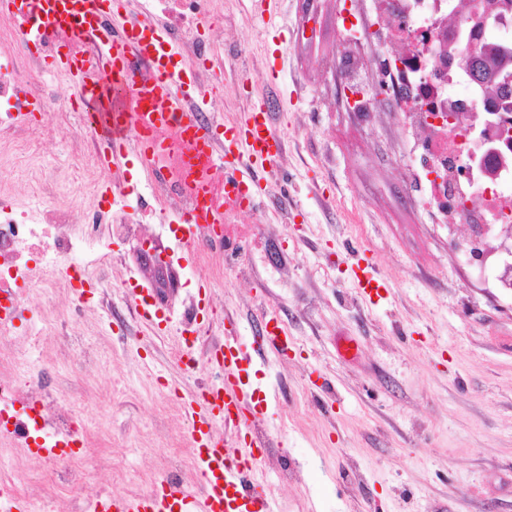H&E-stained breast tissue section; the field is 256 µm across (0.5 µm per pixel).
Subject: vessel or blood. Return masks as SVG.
<instances>
[{"mask_svg": "<svg viewBox=\"0 0 512 512\" xmlns=\"http://www.w3.org/2000/svg\"><path fill=\"white\" fill-rule=\"evenodd\" d=\"M0 12L10 15L16 30L35 41L52 29L65 30L69 40L53 55L50 69L76 78L86 118L112 159L126 151L149 159L152 176L161 173L157 163L167 133L177 130L195 135V143L209 159H223L224 183L230 190L255 202L263 193L261 175L280 157L284 140L272 131L269 112L252 104L241 121L226 126L215 137L211 126L199 123L205 98L192 99L185 86L196 81L193 69L184 66L180 51L164 28L151 17L141 24L102 26L112 15L111 0H0ZM89 46L93 55L83 56ZM149 66V79L138 80L135 69ZM199 200L191 216L180 217L186 237L197 225L220 224L224 213L213 208L204 186L193 185ZM159 306L146 295L134 301V318L159 328ZM291 342L274 315H266L264 330L244 348L236 337H225L207 359L219 370L222 381L204 386L184 403L197 484L161 479L144 494L102 495L92 500L89 512H276L272 497L260 489L259 448L266 441L253 427L271 401L270 394L253 384L249 369L255 355L274 349L287 356ZM225 423L224 440L213 434L214 419ZM0 512H30L27 499L12 486L0 483Z\"/></svg>", "mask_w": 512, "mask_h": 512, "instance_id": "vessel-or-blood-1", "label": "vessel or blood"}]
</instances>
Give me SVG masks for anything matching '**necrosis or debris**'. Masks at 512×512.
I'll use <instances>...</instances> for the list:
<instances>
[{
	"label": "necrosis or debris",
	"mask_w": 512,
	"mask_h": 512,
	"mask_svg": "<svg viewBox=\"0 0 512 512\" xmlns=\"http://www.w3.org/2000/svg\"><path fill=\"white\" fill-rule=\"evenodd\" d=\"M157 20L180 45L182 55L193 58L207 94L223 93V65L198 36L214 0H163ZM458 0H375L371 24L381 44L397 43L404 50L388 58L385 76L404 129L421 151L425 198L443 223L464 225L477 232L476 245L488 253L487 271L503 261L502 231L512 226V114L485 111L486 91L474 85L458 62L449 15ZM66 33H47L42 42L18 44L14 28L0 27V169L16 161L33 160L38 141L48 129L32 125L23 109L36 103L40 111H57L55 96L43 85L45 64ZM167 174L153 185V195L165 208L182 214L195 200L187 189L190 180L212 185L214 203L224 212L220 226L199 225L189 246L203 255L234 246L238 238L232 217L239 212L236 199L224 189L214 170H186V144L170 136ZM55 189L40 186L37 204L14 202L11 184L0 182V342L16 333L15 311L23 289L52 288L85 275L87 258L103 234L126 236L131 226L113 213L105 200H97L83 225H75L69 203L54 201ZM35 379L15 369L9 384L0 383V431L31 445L46 435L62 441L76 436L77 427L66 417L49 419L44 407L52 395L41 392L30 400Z\"/></svg>",
	"instance_id": "obj_1"
}]
</instances>
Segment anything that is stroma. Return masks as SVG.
Here are the masks:
<instances>
[{
  "label": "stroma",
  "mask_w": 512,
  "mask_h": 512,
  "mask_svg": "<svg viewBox=\"0 0 512 512\" xmlns=\"http://www.w3.org/2000/svg\"><path fill=\"white\" fill-rule=\"evenodd\" d=\"M372 7L279 0L280 24L267 27L249 0H224L221 15L200 27L217 48L220 30L235 28L245 47L242 59L224 62V122L262 97L286 140L265 193L234 217L264 228L241 273L178 244L175 214L159 211L137 159L105 164L95 183L81 178L79 90L48 75L51 91L75 106L37 113L53 133L35 167L0 176L19 194L53 183L81 215L122 171L130 188L112 209L136 232L102 249L111 295L27 289L21 324L53 312L67 320L63 337L20 335L0 346V356L31 360L56 407L82 426L81 449L54 467L0 437V481L12 482L31 512H87L100 494L144 493L166 477L194 483L183 402L216 377L183 369L179 334L198 330L202 359L226 332L250 342L266 312L295 343L285 357L262 353L251 370L271 395L258 423L267 442L260 476L279 512H512V289L459 261L453 244L467 233L435 223L423 205L419 160L387 98L371 112L342 103L348 54L364 63L363 87L382 81L383 49L372 35L343 45L345 16ZM146 239L169 255L165 276L139 257ZM356 267L381 281L379 293L358 288ZM130 277L161 296L172 333L133 320L121 287ZM342 337L356 341L355 358L339 355ZM83 349L94 361L77 374L72 357Z\"/></svg>",
  "instance_id": "stroma-1"
}]
</instances>
